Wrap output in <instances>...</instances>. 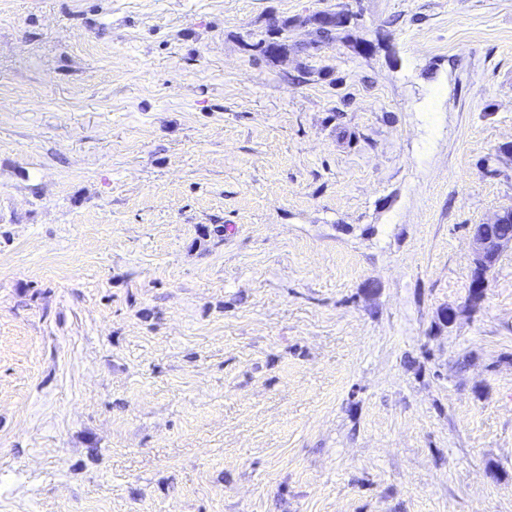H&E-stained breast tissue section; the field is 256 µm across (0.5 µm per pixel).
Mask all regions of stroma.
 I'll return each mask as SVG.
<instances>
[{
    "label": "stroma",
    "instance_id": "35a3bbf8",
    "mask_svg": "<svg viewBox=\"0 0 512 512\" xmlns=\"http://www.w3.org/2000/svg\"><path fill=\"white\" fill-rule=\"evenodd\" d=\"M508 208L512 0H0V512H512ZM510 212L512 219V209H506L498 215L493 224H480V230L473 232L474 272L478 279H476L475 275V281L471 288H478L477 290L482 293V299L486 288V281H488L487 274L492 267L486 273V281L483 278V269L495 264L500 253L505 248L512 249V231L503 228L504 224L500 222L502 217Z\"/></svg>",
    "mask_w": 512,
    "mask_h": 512
}]
</instances>
